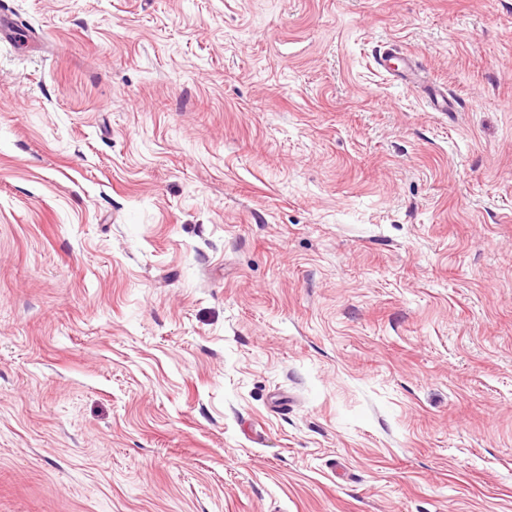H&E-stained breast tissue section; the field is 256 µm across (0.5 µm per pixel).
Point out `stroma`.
Wrapping results in <instances>:
<instances>
[{"label":"stroma","instance_id":"35a3bbf8","mask_svg":"<svg viewBox=\"0 0 512 512\" xmlns=\"http://www.w3.org/2000/svg\"><path fill=\"white\" fill-rule=\"evenodd\" d=\"M0 5V512H512V0ZM395 60L397 63H392ZM379 65L402 86L421 88L426 94L429 105L440 112H453L455 100L440 88L425 84L418 78L419 65L410 56L403 54H386L379 57Z\"/></svg>","mask_w":512,"mask_h":512}]
</instances>
